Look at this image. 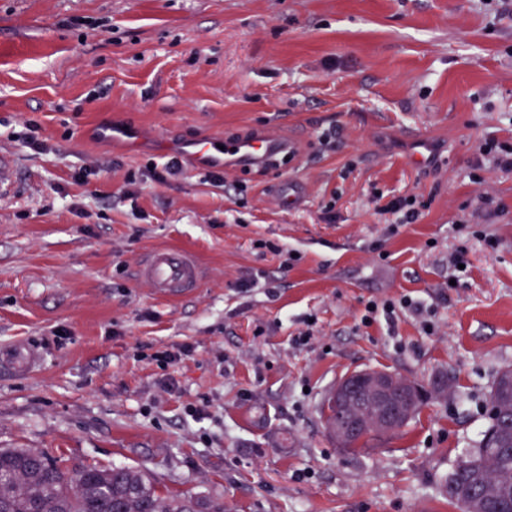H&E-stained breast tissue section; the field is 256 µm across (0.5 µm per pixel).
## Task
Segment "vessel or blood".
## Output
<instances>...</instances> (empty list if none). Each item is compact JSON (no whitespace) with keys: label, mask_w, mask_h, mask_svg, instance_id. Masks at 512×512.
<instances>
[{"label":"vessel or blood","mask_w":512,"mask_h":512,"mask_svg":"<svg viewBox=\"0 0 512 512\" xmlns=\"http://www.w3.org/2000/svg\"><path fill=\"white\" fill-rule=\"evenodd\" d=\"M224 156L250 159L263 164L289 154L288 144L260 134L248 140L224 141ZM140 280L148 283L156 296L176 299L198 288L202 271L192 253L174 247H159L147 252L137 270Z\"/></svg>","instance_id":"obj_1"}]
</instances>
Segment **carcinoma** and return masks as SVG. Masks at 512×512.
I'll return each instance as SVG.
<instances>
[{
  "instance_id": "carcinoma-1",
  "label": "carcinoma",
  "mask_w": 512,
  "mask_h": 512,
  "mask_svg": "<svg viewBox=\"0 0 512 512\" xmlns=\"http://www.w3.org/2000/svg\"><path fill=\"white\" fill-rule=\"evenodd\" d=\"M502 369L490 391L491 424L445 484L448 500L470 512L458 485L479 491L481 512H512V386ZM0 512H224L206 495L160 491L151 474L125 466L69 472L41 448H0Z\"/></svg>"
}]
</instances>
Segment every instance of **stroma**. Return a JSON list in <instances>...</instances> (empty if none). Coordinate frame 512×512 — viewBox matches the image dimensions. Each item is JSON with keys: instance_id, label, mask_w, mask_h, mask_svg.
Here are the masks:
<instances>
[{"instance_id": "35a3bbf8", "label": "stroma", "mask_w": 512, "mask_h": 512, "mask_svg": "<svg viewBox=\"0 0 512 512\" xmlns=\"http://www.w3.org/2000/svg\"><path fill=\"white\" fill-rule=\"evenodd\" d=\"M261 131L296 157L226 163L230 191L186 153ZM489 137L512 145V0H0V353H40L0 366V448L144 468L235 512H460L445 481L512 367V171L475 169ZM376 193L430 205L391 234ZM160 246L196 255L199 288L155 299L135 270ZM400 295L433 333L409 312L360 326ZM181 343L166 393L142 351ZM364 369L429 396L347 454L320 405ZM398 309H412L415 312H422L424 306L421 302L408 296L402 297L398 302L392 299H385L380 302L370 301L365 305V313L360 318V325L370 327L382 316L389 327H395Z\"/></svg>"}]
</instances>
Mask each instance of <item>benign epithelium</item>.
<instances>
[{"label": "benign epithelium", "instance_id": "benign-epithelium-1", "mask_svg": "<svg viewBox=\"0 0 512 512\" xmlns=\"http://www.w3.org/2000/svg\"><path fill=\"white\" fill-rule=\"evenodd\" d=\"M328 400L340 414L326 420L325 427L344 449L369 430L391 434L403 429L423 404L424 390L398 374L368 369L340 380Z\"/></svg>", "mask_w": 512, "mask_h": 512}]
</instances>
